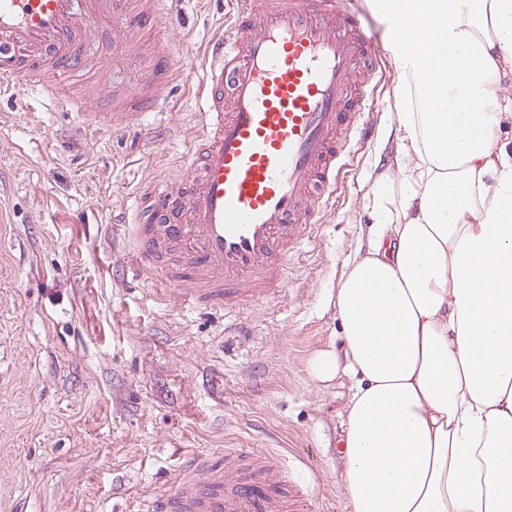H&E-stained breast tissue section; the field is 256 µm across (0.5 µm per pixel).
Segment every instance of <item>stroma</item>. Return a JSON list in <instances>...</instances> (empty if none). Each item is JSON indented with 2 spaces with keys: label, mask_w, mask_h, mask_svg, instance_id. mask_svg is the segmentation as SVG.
Segmentation results:
<instances>
[{
  "label": "stroma",
  "mask_w": 512,
  "mask_h": 512,
  "mask_svg": "<svg viewBox=\"0 0 512 512\" xmlns=\"http://www.w3.org/2000/svg\"><path fill=\"white\" fill-rule=\"evenodd\" d=\"M225 0H179L165 15L172 73L165 117L97 129L32 84L0 96V512H144L184 457L233 449L279 456L308 484L313 512H346L337 461L346 390L313 381L309 358L338 345L333 305L343 262L369 223L370 174L398 125L383 22L362 18L382 47L369 88V141L323 207L314 242L278 293L210 314L186 307L161 270L139 277L130 226L140 187L175 180L200 129L195 85ZM136 54L111 60L114 110Z\"/></svg>",
  "instance_id": "1"
}]
</instances>
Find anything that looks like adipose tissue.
<instances>
[{
  "label": "adipose tissue",
  "mask_w": 512,
  "mask_h": 512,
  "mask_svg": "<svg viewBox=\"0 0 512 512\" xmlns=\"http://www.w3.org/2000/svg\"><path fill=\"white\" fill-rule=\"evenodd\" d=\"M399 135L336 288L347 512H512V0H371Z\"/></svg>",
  "instance_id": "obj_1"
}]
</instances>
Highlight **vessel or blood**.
Returning <instances> with one entry per match:
<instances>
[{"mask_svg": "<svg viewBox=\"0 0 512 512\" xmlns=\"http://www.w3.org/2000/svg\"><path fill=\"white\" fill-rule=\"evenodd\" d=\"M141 0H0V84L53 95L102 70L81 63L88 16L129 18ZM232 20L201 64V132L176 181L145 191L135 249L167 254L165 279L186 302L224 309L275 292L295 249L310 243L346 156L366 140L367 89L378 52L354 0H231ZM158 52L161 24L136 28ZM168 80L150 71L130 90L133 113L157 111ZM237 452L192 456L147 512H312L279 461Z\"/></svg>", "mask_w": 512, "mask_h": 512, "instance_id": "b4317fda", "label": "vessel or blood"}]
</instances>
